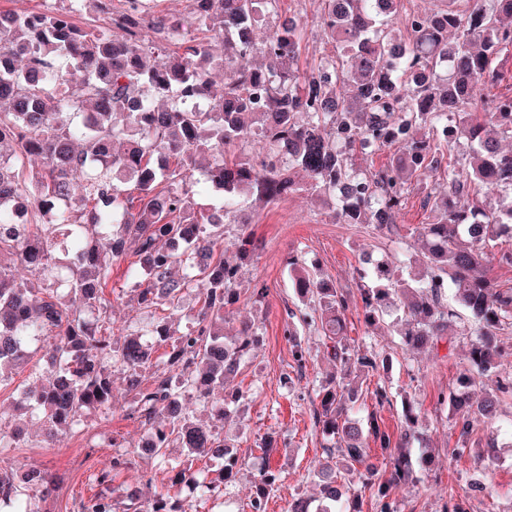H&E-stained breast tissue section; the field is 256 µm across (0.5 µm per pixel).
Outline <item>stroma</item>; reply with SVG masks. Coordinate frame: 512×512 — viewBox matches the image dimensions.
Listing matches in <instances>:
<instances>
[{
  "label": "stroma",
  "instance_id": "1",
  "mask_svg": "<svg viewBox=\"0 0 512 512\" xmlns=\"http://www.w3.org/2000/svg\"><path fill=\"white\" fill-rule=\"evenodd\" d=\"M281 8L311 24V35L302 51V62L311 63L328 52L316 20L322 0H282ZM426 193L411 190L398 216L394 233L374 230L364 224H342L328 216L327 208L315 205L303 193L246 211L249 228L258 247L242 269L240 300L224 319L225 335H234L245 322L254 323L259 344L242 361L232 382L241 396L232 403L234 422L225 433L235 440L238 472L228 484L223 501L191 502V512H250L254 477L262 466L281 470L282 478L271 492L267 512H286L297 497L315 498L317 489L309 473L311 462L322 457L330 441L314 418L316 394L333 370L321 338L311 331L303 336L311 352L304 371H297L291 347L284 336L288 314L301 304L293 292L291 276L283 264L288 251L301 252L307 267L316 268L348 298L344 312L345 334L358 354L389 356L388 369L363 372L359 385L364 397L384 387L392 397L390 406L378 410V422L391 436H398L404 420L402 397L419 406L418 440L413 448L429 447L434 462L420 472L416 483L396 487L390 500L396 512H444L450 496H457L466 512H512V394L502 396L501 416L492 425L476 424L473 432L460 436L441 396L458 386L467 364L468 318L455 320V343H440L434 351L407 349L395 328L366 323L355 279L363 254L393 263L415 260L421 249L417 228L429 220L424 205ZM268 287L265 300L250 298L253 280ZM503 350L495 375L472 373L473 399L495 391L502 379L512 380V324L498 333ZM113 405L110 419L85 414L53 448L44 447L39 428H32L25 447L11 451L16 467L40 469L57 477V486L39 512H77L80 499L97 492L96 473L109 466L114 453L110 438L137 444L143 430L126 419L121 375H113Z\"/></svg>",
  "mask_w": 512,
  "mask_h": 512
}]
</instances>
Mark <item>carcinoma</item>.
Returning a JSON list of instances; mask_svg holds the SVG:
<instances>
[{
	"label": "carcinoma",
	"mask_w": 512,
	"mask_h": 512,
	"mask_svg": "<svg viewBox=\"0 0 512 512\" xmlns=\"http://www.w3.org/2000/svg\"><path fill=\"white\" fill-rule=\"evenodd\" d=\"M64 11L0 13V382L4 371L27 365L47 382L20 393L21 419L0 427V498L7 512H34L32 501L48 497L54 477L13 466L9 451L27 443L25 419L42 422L47 440L68 432L84 410L112 417V372L126 374V415L154 440L151 457L168 474L143 471L129 486L112 487L133 468L128 452L112 456L96 477L100 491L80 500L79 512H186L182 492L202 500L234 478L237 460L225 456L226 438L200 425L195 408L218 422L227 404L214 394L239 368L257 334L242 327L224 341V311L240 300L236 285L254 245L242 232L239 262L224 260V225L250 202L273 204L304 191L332 201L343 224L395 227L409 189L435 176L447 185L427 197L429 222L418 228L424 250L416 262L425 278L404 277L387 262L357 270L364 315L374 324L404 313L400 332L410 349L438 348L457 318L443 304L445 288L474 326L468 361L495 372L497 332L512 320V288L488 275L493 262L512 264V95L484 91L501 81L499 55L512 46V0H446L437 11L405 27L396 40L390 16L378 0H325L319 20L326 41L339 48L300 68L307 23L280 12L281 0H190L194 31L153 16L145 0H124L107 34L72 21L84 0ZM271 22L260 37L240 43L233 29L246 21ZM225 72L224 90L211 92V75ZM81 79L72 83V71ZM259 135L266 152H247ZM399 153L376 172L354 166L357 153ZM211 160L204 183L218 195L203 206L191 178L197 159ZM42 166L28 171L25 161ZM304 172L306 182L297 179ZM82 178L80 192L73 178ZM505 195L491 206L480 187ZM29 202L28 223L7 233L12 205ZM127 262L131 301L151 313L170 314L194 292L202 306L192 326L180 330L168 318L117 327L112 266ZM286 264L304 312L284 328L298 369L309 360L300 328L315 325L328 342L335 371L322 381L315 409L322 434L331 438L312 477L320 488L315 512H360L358 495L343 497L355 481L376 489L380 512H394L387 492L416 480L417 466L432 463L423 448L414 456L409 431L418 424L414 400L402 398L407 431L397 440L381 430L376 412L366 423L348 415L362 399L353 379L389 358L354 352L344 336L341 313L347 297L290 253ZM48 346L34 358L33 343ZM165 349L163 366L156 353ZM470 376L439 399L455 416L460 435L477 422L493 421L498 396L469 402ZM388 455V471L376 476L368 441ZM190 457H225L219 476L198 479ZM280 480L259 471L251 512H266Z\"/></svg>",
	"instance_id": "carcinoma-1"
}]
</instances>
